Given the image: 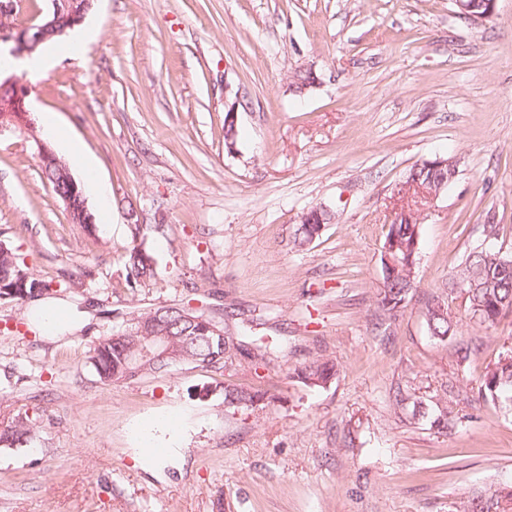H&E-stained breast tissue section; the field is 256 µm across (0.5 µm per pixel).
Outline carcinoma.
Masks as SVG:
<instances>
[{
	"label": "carcinoma",
	"mask_w": 512,
	"mask_h": 512,
	"mask_svg": "<svg viewBox=\"0 0 512 512\" xmlns=\"http://www.w3.org/2000/svg\"><path fill=\"white\" fill-rule=\"evenodd\" d=\"M396 240L395 255L399 258L400 269L393 279L383 280L377 294V308L380 319H392L409 303L411 287L409 277L412 268L408 266L411 247L420 242V225L390 224L386 240ZM143 244L133 245L125 255L130 282L136 284L154 276V268L144 261ZM496 250L473 251L467 255L448 281V293L436 297L426 308V323L433 338L440 343L448 341L453 333L454 321L449 313L448 298L462 299L464 310L473 316L482 311L485 320L479 326H492L512 313V263L502 264ZM25 280L24 294L15 299L23 305L41 299L49 289L46 282L31 273L15 252L0 244V282L10 286L14 281ZM148 316L140 313L131 318V325L116 334L101 339L93 348L90 363L100 382L116 384L136 376L158 375L185 363H196L206 367L221 368L237 360L270 362L275 353L262 343L248 349L241 347L237 337L214 319L197 313L202 322L192 325L184 322L167 323L172 336V357L145 363L138 361L139 348L144 337L135 334L136 321ZM213 326L219 330H208ZM301 382L309 387H324L336 377L337 366L331 359H318L294 370ZM482 398L493 404L512 406V351L499 354L497 361L487 367L480 386ZM277 397L262 390H246L231 385L224 386V407L231 411L266 408L275 403ZM394 411L411 419L417 416V402L409 391H401L393 400ZM433 424L443 431L453 430L455 423L448 397L436 399ZM39 428L38 417L27 414L16 415L9 424L0 427V447L23 448L31 443ZM512 498V489L497 487L476 491L460 499L454 512H498L504 499Z\"/></svg>",
	"instance_id": "1"
}]
</instances>
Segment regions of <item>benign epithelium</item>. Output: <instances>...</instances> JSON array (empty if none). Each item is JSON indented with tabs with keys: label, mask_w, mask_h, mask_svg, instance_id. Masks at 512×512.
Here are the masks:
<instances>
[{
	"label": "benign epithelium",
	"mask_w": 512,
	"mask_h": 512,
	"mask_svg": "<svg viewBox=\"0 0 512 512\" xmlns=\"http://www.w3.org/2000/svg\"><path fill=\"white\" fill-rule=\"evenodd\" d=\"M50 6L46 11L36 12L29 21L15 24L6 21L14 11V3L4 0L0 3V44H12L13 52L18 56H32L46 41L61 32L62 9L60 3L67 4L68 15L65 16L67 27L73 28L83 22L93 8L95 0H49ZM458 13L474 22H484L491 19L495 12L496 0H482L480 9H475L474 0H453ZM29 91L21 79L9 75L0 77V133L18 128L24 129L37 145L38 158L41 165L58 168L66 181L69 192L60 196L74 224H92L94 216L87 206L84 189L78 182L67 163L36 135L35 124L31 119L27 98ZM418 168L438 173L440 180L426 181L420 186V194L429 200L437 198L446 188V184L457 174V163L453 159L437 158L426 161ZM167 336L154 332L149 334V344L141 351L143 358L165 357Z\"/></svg>",
	"instance_id": "7a95c632"
}]
</instances>
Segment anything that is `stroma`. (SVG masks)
Listing matches in <instances>:
<instances>
[{
	"mask_svg": "<svg viewBox=\"0 0 512 512\" xmlns=\"http://www.w3.org/2000/svg\"><path fill=\"white\" fill-rule=\"evenodd\" d=\"M80 29L84 54L18 75L37 132L53 114L83 148L69 167L94 231L71 223L28 134L0 135V243L57 288L61 314L48 333L0 300V424L40 418L27 447L0 448V512H452L512 486V411L478 394L512 315L478 327L453 301L444 343L424 316L470 252H512V0L483 24L452 0H96ZM304 71L317 80L300 92ZM438 157L458 173L417 201L416 286L380 320L393 211L410 170ZM316 205L333 219L295 247ZM136 224L164 230L148 233L155 275L133 290ZM174 303L218 320L234 305L232 331L283 355L101 384L95 344ZM321 356L338 368L327 387L294 378ZM228 384L280 401L231 414ZM447 384L451 433L392 410L397 387L427 408ZM167 416L183 426L157 432L166 454L138 455L132 426Z\"/></svg>",
	"mask_w": 512,
	"mask_h": 512,
	"instance_id": "obj_1",
	"label": "stroma"
}]
</instances>
